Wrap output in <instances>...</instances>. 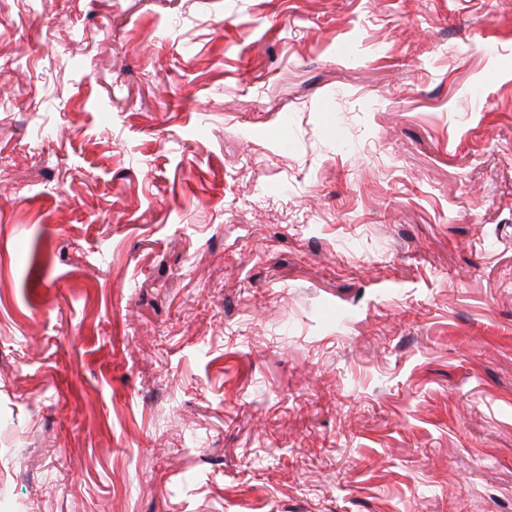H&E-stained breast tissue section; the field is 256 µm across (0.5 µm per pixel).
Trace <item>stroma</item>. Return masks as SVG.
Listing matches in <instances>:
<instances>
[{"instance_id": "1", "label": "stroma", "mask_w": 512, "mask_h": 512, "mask_svg": "<svg viewBox=\"0 0 512 512\" xmlns=\"http://www.w3.org/2000/svg\"><path fill=\"white\" fill-rule=\"evenodd\" d=\"M0 495L512 512V0H0Z\"/></svg>"}]
</instances>
